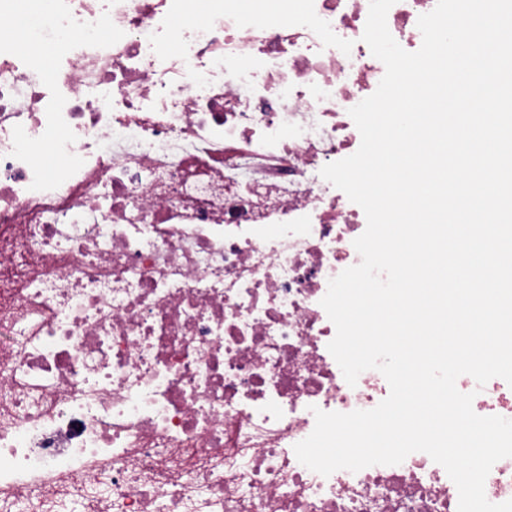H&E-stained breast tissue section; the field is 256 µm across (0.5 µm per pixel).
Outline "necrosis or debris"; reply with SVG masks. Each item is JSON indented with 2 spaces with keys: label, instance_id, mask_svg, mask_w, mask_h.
<instances>
[{
  "label": "necrosis or debris",
  "instance_id": "1",
  "mask_svg": "<svg viewBox=\"0 0 512 512\" xmlns=\"http://www.w3.org/2000/svg\"><path fill=\"white\" fill-rule=\"evenodd\" d=\"M45 0L0 37V512H457L423 452L322 476L314 409L369 410L320 301L366 216L320 175L385 73L369 0ZM436 0H396L417 51ZM474 411L512 419V386Z\"/></svg>",
  "mask_w": 512,
  "mask_h": 512
}]
</instances>
